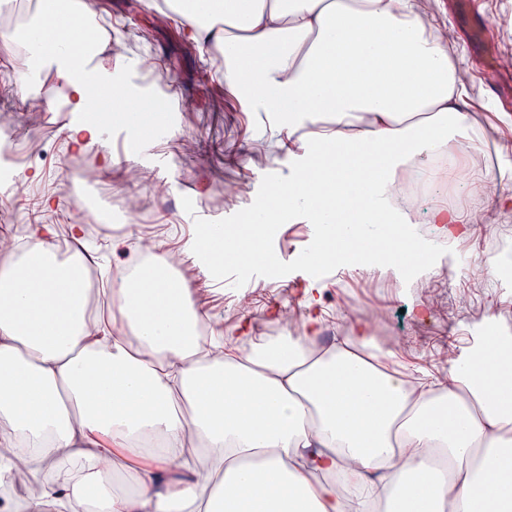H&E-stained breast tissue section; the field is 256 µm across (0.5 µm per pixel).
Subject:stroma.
<instances>
[{
  "mask_svg": "<svg viewBox=\"0 0 512 512\" xmlns=\"http://www.w3.org/2000/svg\"><path fill=\"white\" fill-rule=\"evenodd\" d=\"M92 2L98 18L107 23L108 46L98 62L136 72L142 58L157 60L156 76L181 108L178 129L170 138L137 144L129 153L120 134L108 135L84 151L73 150L64 136L69 113H53L47 121L36 117L63 94L53 73H45L38 98L25 95L21 86L30 73L31 59L23 46L0 43V106L17 115L9 136L13 147L29 155L25 170L34 176L21 186L25 199L11 202L0 215V232L19 235L29 224H50L57 230L67 226L79 194L66 182L65 165L74 160L93 168L107 163V170L88 182L87 190L102 205L135 198L147 215L144 224L115 225L108 236L81 240L99 271L123 265L140 239H157L165 250L178 251L207 225L236 224L240 214L265 200L266 183L287 182L289 170L275 140L259 138L258 113L243 111L238 101L225 96L224 74L208 47L191 40L178 18L163 13L161 0ZM475 2L489 21L486 40L473 36L472 18L461 0H435L433 16L447 20L457 43L469 84L475 137L483 148L490 142H512V127L498 118L499 113H512V0ZM229 185L239 187V197L215 206L214 198ZM314 234L313 225L281 221L266 245L276 275H269L265 266H251L234 290L225 288L223 277L187 261L184 273L192 287L205 292L213 333L227 332L230 317L245 307L262 316L277 306L299 310L309 280L315 277L338 331L361 323L364 312L378 314L381 328L394 324L402 329L392 338L399 346L396 368L434 373L444 365L450 346L469 343L464 321L499 299L484 286L479 268L453 289H445V278L456 271L452 262L416 283L397 280L382 269L372 278H345L338 274L333 258L324 268L310 267L305 256ZM421 305L430 312L423 320L415 314Z\"/></svg>",
  "mask_w": 512,
  "mask_h": 512,
  "instance_id": "35a3bbf8",
  "label": "stroma"
}]
</instances>
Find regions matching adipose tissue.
Wrapping results in <instances>:
<instances>
[{"instance_id":"ef3b65f1","label":"adipose tissue","mask_w":512,"mask_h":512,"mask_svg":"<svg viewBox=\"0 0 512 512\" xmlns=\"http://www.w3.org/2000/svg\"><path fill=\"white\" fill-rule=\"evenodd\" d=\"M434 0H169L188 34L224 55V90L265 113L288 158L287 183L254 210L304 224L346 220L316 258L360 252L352 228L384 218L398 243L377 267L399 279L440 269L468 239L473 207L448 201L431 159L475 149L468 90ZM26 50L54 70L78 148L117 128L138 137L151 97L69 41L70 11L44 0ZM497 172L464 175L469 196L512 212V144ZM430 195L423 223L446 245L412 238L397 201L403 172ZM260 236L222 230L182 251L144 239L147 262L106 291L111 318L89 316L87 267L60 260L52 231L0 234V512H512V333L470 325L447 372L390 369L359 326L317 351L321 287L311 281L296 333L199 343L197 289L177 269L265 253ZM126 476L132 489L112 487Z\"/></svg>"}]
</instances>
